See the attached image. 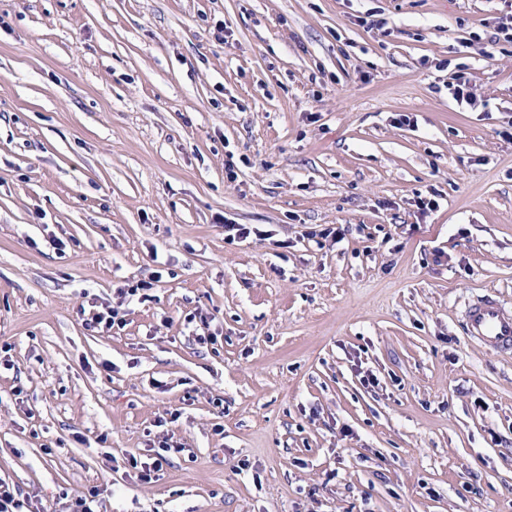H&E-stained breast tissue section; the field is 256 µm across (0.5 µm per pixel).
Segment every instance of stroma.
<instances>
[{"label":"stroma","instance_id":"stroma-1","mask_svg":"<svg viewBox=\"0 0 512 512\" xmlns=\"http://www.w3.org/2000/svg\"><path fill=\"white\" fill-rule=\"evenodd\" d=\"M504 17L0 0V479L31 512H512V355L461 323L512 307ZM110 307L122 328H85ZM466 70H468V66L464 63L456 66V70L451 76L452 81L448 83V90L458 104L462 105L465 102L467 105L475 106L477 98L472 91ZM267 233V231L253 227L252 225L235 224L234 221L224 217V234L225 238L229 241H244L251 236L259 240H265L270 237Z\"/></svg>","mask_w":512,"mask_h":512}]
</instances>
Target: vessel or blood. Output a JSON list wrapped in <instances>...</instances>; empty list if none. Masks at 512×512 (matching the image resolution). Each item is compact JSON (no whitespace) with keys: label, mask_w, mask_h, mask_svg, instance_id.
<instances>
[{"label":"vessel or blood","mask_w":512,"mask_h":512,"mask_svg":"<svg viewBox=\"0 0 512 512\" xmlns=\"http://www.w3.org/2000/svg\"><path fill=\"white\" fill-rule=\"evenodd\" d=\"M463 328L466 336L481 347L512 352V311L505 309L494 294L478 296L468 304Z\"/></svg>","instance_id":"vessel-or-blood-1"}]
</instances>
